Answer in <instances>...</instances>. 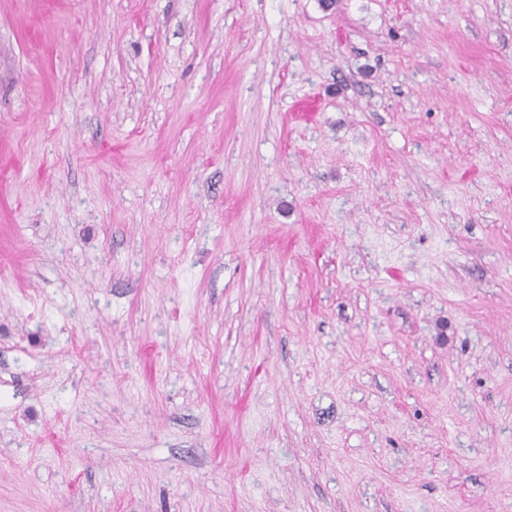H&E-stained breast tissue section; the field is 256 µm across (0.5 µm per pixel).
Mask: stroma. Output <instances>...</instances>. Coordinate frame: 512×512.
Instances as JSON below:
<instances>
[{"label": "stroma", "mask_w": 512, "mask_h": 512, "mask_svg": "<svg viewBox=\"0 0 512 512\" xmlns=\"http://www.w3.org/2000/svg\"><path fill=\"white\" fill-rule=\"evenodd\" d=\"M0 512H512V0H0Z\"/></svg>", "instance_id": "1"}]
</instances>
